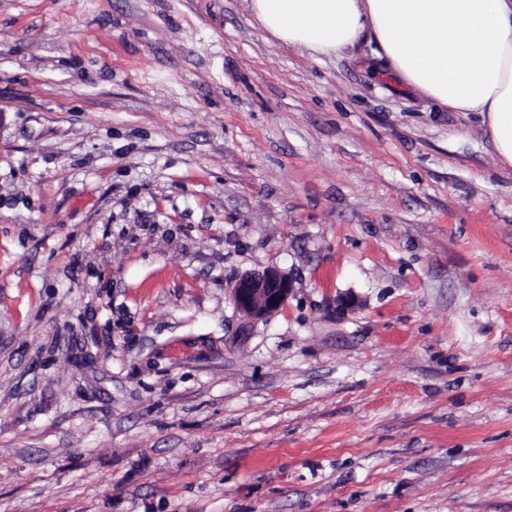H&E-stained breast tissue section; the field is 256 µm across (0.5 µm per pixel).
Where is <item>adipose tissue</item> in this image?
I'll list each match as a JSON object with an SVG mask.
<instances>
[{"instance_id":"1","label":"adipose tissue","mask_w":512,"mask_h":512,"mask_svg":"<svg viewBox=\"0 0 512 512\" xmlns=\"http://www.w3.org/2000/svg\"><path fill=\"white\" fill-rule=\"evenodd\" d=\"M279 41L341 52L372 32L389 71L456 112L481 113L512 167V0H250Z\"/></svg>"}]
</instances>
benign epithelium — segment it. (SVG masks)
I'll use <instances>...</instances> for the list:
<instances>
[{"label":"benign epithelium","mask_w":512,"mask_h":512,"mask_svg":"<svg viewBox=\"0 0 512 512\" xmlns=\"http://www.w3.org/2000/svg\"><path fill=\"white\" fill-rule=\"evenodd\" d=\"M292 290L287 275L276 269L250 273L231 288L236 307L251 319L258 320L282 308Z\"/></svg>","instance_id":"benign-epithelium-1"}]
</instances>
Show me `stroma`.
I'll return each instance as SVG.
<instances>
[{"label":"stroma","mask_w":512,"mask_h":512,"mask_svg":"<svg viewBox=\"0 0 512 512\" xmlns=\"http://www.w3.org/2000/svg\"><path fill=\"white\" fill-rule=\"evenodd\" d=\"M381 52L0 0V512H512V168ZM292 290L287 275L276 269L250 273L231 288L236 307L251 319L258 320L282 308Z\"/></svg>","instance_id":"1"}]
</instances>
